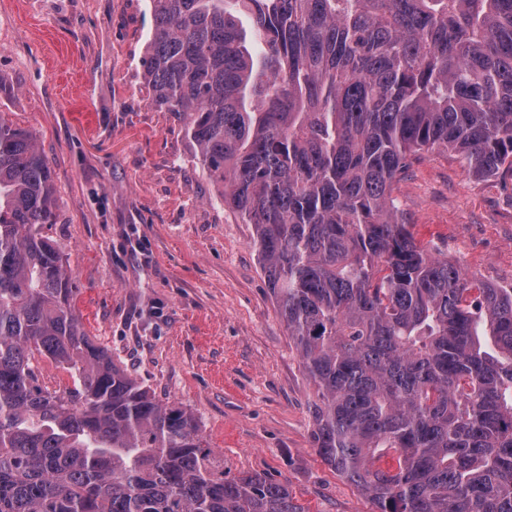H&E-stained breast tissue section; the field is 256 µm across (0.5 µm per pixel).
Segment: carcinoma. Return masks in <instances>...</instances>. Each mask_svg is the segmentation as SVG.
<instances>
[{
  "mask_svg": "<svg viewBox=\"0 0 512 512\" xmlns=\"http://www.w3.org/2000/svg\"><path fill=\"white\" fill-rule=\"evenodd\" d=\"M143 78L253 244L376 512H512V288L430 255L393 186L441 149L512 177V0H149ZM49 160L0 111V512H309L83 331ZM37 355L75 387L39 384Z\"/></svg>",
  "mask_w": 512,
  "mask_h": 512,
  "instance_id": "obj_1",
  "label": "carcinoma"
}]
</instances>
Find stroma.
Returning <instances> with one entry per match:
<instances>
[{
    "label": "stroma",
    "mask_w": 512,
    "mask_h": 512,
    "mask_svg": "<svg viewBox=\"0 0 512 512\" xmlns=\"http://www.w3.org/2000/svg\"><path fill=\"white\" fill-rule=\"evenodd\" d=\"M148 0H0V110L50 161L62 254L86 334L195 415L229 475L287 484L309 512H373L313 446L306 376L254 228L225 209L143 79ZM426 250L512 285V178L435 151L398 183Z\"/></svg>",
    "instance_id": "obj_1"
}]
</instances>
